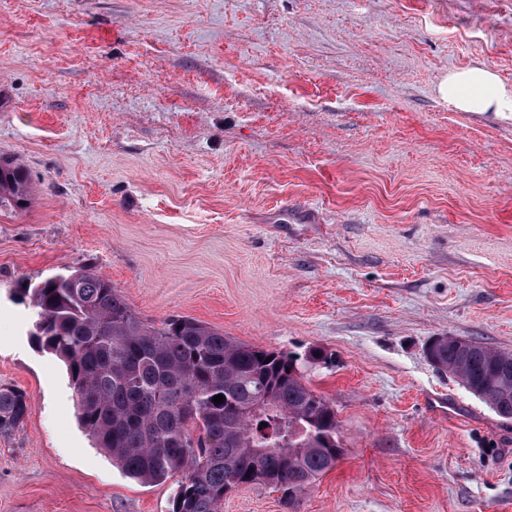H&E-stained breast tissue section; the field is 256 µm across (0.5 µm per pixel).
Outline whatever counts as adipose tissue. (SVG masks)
Instances as JSON below:
<instances>
[{"label": "adipose tissue", "mask_w": 512, "mask_h": 512, "mask_svg": "<svg viewBox=\"0 0 512 512\" xmlns=\"http://www.w3.org/2000/svg\"><path fill=\"white\" fill-rule=\"evenodd\" d=\"M439 92L462 112H512V87L481 66L449 73Z\"/></svg>", "instance_id": "obj_1"}]
</instances>
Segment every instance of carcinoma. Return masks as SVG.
Segmentation results:
<instances>
[{
  "label": "carcinoma",
  "mask_w": 512,
  "mask_h": 512,
  "mask_svg": "<svg viewBox=\"0 0 512 512\" xmlns=\"http://www.w3.org/2000/svg\"><path fill=\"white\" fill-rule=\"evenodd\" d=\"M30 202L25 169L0 163V211ZM80 271L74 286L66 272L16 297L32 311L38 346L64 363L78 420L97 447L141 483L176 479L172 512H221L224 497L256 484L280 491L297 512L343 453L334 446L336 411L306 383L298 359L186 316L147 323L92 266ZM427 356L487 405H512V352L437 336ZM28 410L23 389L0 386V434L20 428Z\"/></svg>",
  "instance_id": "cac0c4a2"
}]
</instances>
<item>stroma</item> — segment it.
I'll return each instance as SVG.
<instances>
[{
    "instance_id": "obj_1",
    "label": "stroma",
    "mask_w": 512,
    "mask_h": 512,
    "mask_svg": "<svg viewBox=\"0 0 512 512\" xmlns=\"http://www.w3.org/2000/svg\"><path fill=\"white\" fill-rule=\"evenodd\" d=\"M512 0H0V512H169L76 416L19 282L92 264L144 321L198 319L305 367L343 455L299 512H512V420L435 368L437 336L512 352ZM222 512H286L264 485ZM439 93L461 112H512V87L481 66L449 72ZM5 160L4 164L0 163V211L27 209L31 202L27 173L14 161ZM29 410L27 393L15 386H0V434H9L25 422Z\"/></svg>"
}]
</instances>
